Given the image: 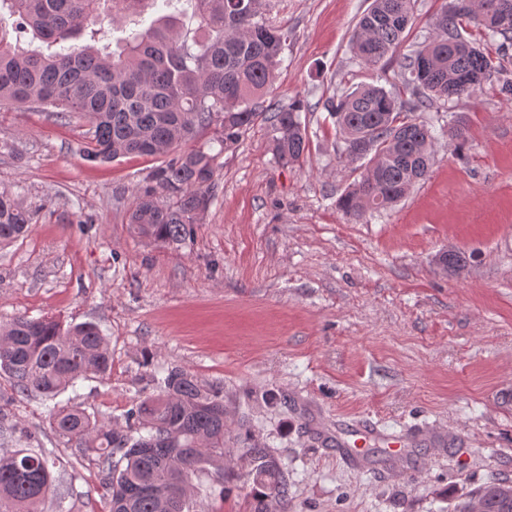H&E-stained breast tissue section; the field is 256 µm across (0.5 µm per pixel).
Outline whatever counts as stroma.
Wrapping results in <instances>:
<instances>
[{"label":"stroma","mask_w":512,"mask_h":512,"mask_svg":"<svg viewBox=\"0 0 512 512\" xmlns=\"http://www.w3.org/2000/svg\"><path fill=\"white\" fill-rule=\"evenodd\" d=\"M371 0H263L288 33L268 101L299 98L310 149L277 164L260 121L225 152L202 223L178 244L128 222L160 157L86 161V119L0 107V191L34 215L0 245V319L92 322L112 367L70 396L124 428L179 366L218 389L234 435L271 452L288 505L270 512H454L491 477L512 479V99L496 83L424 118L463 120L466 141L435 143L429 176L395 209L350 221L352 182L322 108L360 83L399 86L396 66L354 60L350 35ZM469 253L465 271L438 264ZM0 412L55 457L54 512H107L94 460L50 428L47 404L0 377ZM375 436L348 460L346 428ZM412 444L390 459L388 437ZM250 466L232 452L193 491L191 512H253Z\"/></svg>","instance_id":"1"}]
</instances>
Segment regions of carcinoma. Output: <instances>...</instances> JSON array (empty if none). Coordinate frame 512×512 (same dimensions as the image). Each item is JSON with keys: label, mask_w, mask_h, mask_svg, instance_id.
Segmentation results:
<instances>
[{"label": "carcinoma", "mask_w": 512, "mask_h": 512, "mask_svg": "<svg viewBox=\"0 0 512 512\" xmlns=\"http://www.w3.org/2000/svg\"><path fill=\"white\" fill-rule=\"evenodd\" d=\"M170 0H0V104L38 105L74 112L90 123L83 149L89 161L125 156H170L153 169L134 197L130 223L162 243L185 240L202 221L224 152L264 116L272 124L278 162L297 165L309 146L300 99L288 106L260 105L273 87L288 34L261 12V0H193L200 34L177 28L176 17L147 19V10ZM470 7L437 15L435 35L407 53L399 48L414 18L415 0H372L351 36L354 57L366 67L394 64L400 91L365 83L324 104L343 142L340 161L359 163L358 178L337 200L357 220L395 206L423 179L434 161V130L416 116L438 99L470 97L498 77L512 96V77L499 57L464 38L463 22L480 27L504 53L512 48V21L500 6L512 0H469ZM126 32L116 49L97 46L104 23ZM59 46L42 55L21 46L24 34ZM433 58L422 71L419 62ZM217 126L213 142L181 152L198 131ZM172 201L163 204L161 194ZM33 214L0 192V244L23 236ZM112 363L109 345L91 322L64 326L56 320L13 316L0 322V375L13 390L37 392L47 401L51 426L81 457H95L108 496V512H190L192 479L204 466L224 462V400L205 391L186 370L171 366L153 374L157 394L127 413L120 432L60 396L79 380L102 378ZM253 482L263 488L253 512L267 500L288 503V477L277 459L256 445L240 449ZM52 485L50 453L23 446L0 457V512H47ZM483 512H512V481L493 478L478 490Z\"/></svg>", "instance_id": "1"}]
</instances>
